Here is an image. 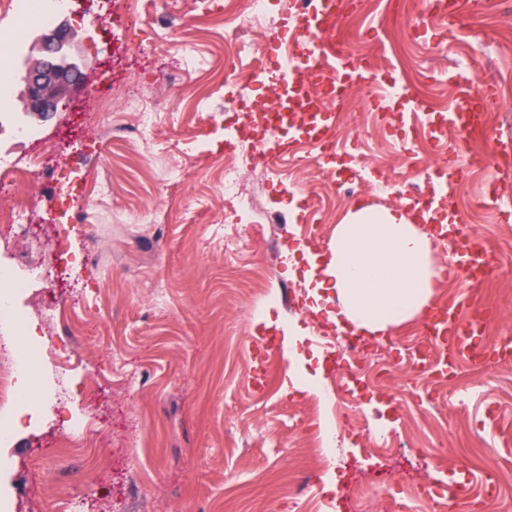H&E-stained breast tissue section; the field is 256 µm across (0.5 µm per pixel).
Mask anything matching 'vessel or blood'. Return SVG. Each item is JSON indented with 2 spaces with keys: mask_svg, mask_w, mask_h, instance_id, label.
Instances as JSON below:
<instances>
[{
  "mask_svg": "<svg viewBox=\"0 0 512 512\" xmlns=\"http://www.w3.org/2000/svg\"><path fill=\"white\" fill-rule=\"evenodd\" d=\"M465 0H427L425 10L434 16L453 17L464 22L468 14ZM344 17L343 0H308L305 10H288L278 47L287 51L289 62L279 70L280 82L274 90L271 111L287 112V134L262 133L261 154L276 159L290 155L294 142L301 137L316 143L321 152L332 149L335 116L325 107V99L335 97L337 88L354 80H369L368 64H353L346 57L327 52L322 39L324 21L329 16ZM475 77L468 72L459 74L456 102L448 111L433 113L424 99L414 92L395 85L381 86L380 100L399 98L401 126L423 125L433 140H441L447 129L458 132L465 144L455 151L449 163L431 172L432 187L424 200L425 210L431 211L452 195L456 175L467 166L468 146L484 142L488 123L485 112L475 101L472 91ZM430 228L448 251L451 273L461 275L467 288L454 297L440 300L434 314L425 322L424 332L430 336V354L415 362L416 369L432 377L453 374L461 363L483 362L488 354L497 358L512 357V343L489 346L482 334L485 323L496 316L493 308L484 306L477 292L484 281L486 269L498 265L495 251L476 236L461 219L456 209L446 216L433 215Z\"/></svg>",
  "mask_w": 512,
  "mask_h": 512,
  "instance_id": "1",
  "label": "vessel or blood"
}]
</instances>
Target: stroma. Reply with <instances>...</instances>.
Instances as JSON below:
<instances>
[{
    "instance_id": "stroma-1",
    "label": "stroma",
    "mask_w": 512,
    "mask_h": 512,
    "mask_svg": "<svg viewBox=\"0 0 512 512\" xmlns=\"http://www.w3.org/2000/svg\"><path fill=\"white\" fill-rule=\"evenodd\" d=\"M144 4L133 16L123 0H112V13L99 29L79 18L97 11L96 0H79L77 14L59 16L75 35L70 52L84 68L65 106L32 124L41 136L58 139L64 152L56 182H44L38 193L47 195L56 183L65 193L52 210L41 212L27 240L0 233V262L21 250L36 260L39 242L51 239L54 225L67 226L51 263L53 287L31 288L19 304L27 329L47 350L37 386L61 384L60 348H76L85 358L63 383L67 405L16 414L11 437L0 444V456L13 462L0 486L14 512H127L138 500L156 512H389L396 500L405 502V512H433L425 488L459 478L471 497L498 492V512H512V488L491 482L499 469H512V364L486 371L467 364L461 384L429 385L405 358L407 346L423 337L419 317L353 359L356 367L380 362L385 375L358 391L356 424L334 430L330 444L337 455L315 462L308 450L324 433L326 419L336 415L345 362L338 347L313 343L314 335L332 341L336 332L311 314L305 298L312 253L328 250L347 211L362 201L404 205L422 187L426 170L444 157L438 149L405 157L398 145L404 133L391 122L398 104L377 103L380 84L428 85L431 105L443 108L454 99L450 74L475 70L500 93V108L488 114L491 144L512 154V0H483L466 25L432 20L421 34L406 32L404 22L424 0H355L344 32L352 56L375 61L376 79L366 87L365 101L335 106V156L302 143L282 163V181L261 184L245 171L269 214L264 223L242 227L255 245L231 263L214 240L228 217L216 186L225 156L236 149L224 127L251 134L250 105L266 103L279 79L270 52L274 41L261 29L249 38L254 51L243 54L242 65L262 62L266 69L248 95L218 74L178 80V59L161 46V23L169 24L171 38L191 34L204 55L223 61L215 20L224 0H196L190 11L183 0ZM399 46L404 54H396ZM144 87L163 106L159 150L187 158L205 154L181 190L155 183L132 141L87 139L78 132L84 121L78 108L88 98ZM201 91L211 94L217 121L195 111ZM232 97L241 100L238 110H225ZM102 159L114 183L104 209L132 216L157 209L159 228L100 217L82 222ZM380 177L398 183V190H374ZM491 178L488 170L470 172L458 210L495 249L503 271L500 281L479 293L497 310L488 333L512 337V234L490 208L468 206ZM90 235L103 257L93 269L82 264ZM63 304L81 323L80 336H67L61 324L45 325L43 312ZM292 327L302 337L300 358L272 348L263 367H256L253 341L268 335L287 340ZM114 349L124 358L120 378L111 371ZM79 419L107 467L92 472L77 452L66 473L52 476L59 440ZM433 441L446 443L445 461L431 464L415 455V448ZM332 470L342 480L327 493Z\"/></svg>"
}]
</instances>
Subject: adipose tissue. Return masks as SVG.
<instances>
[{
    "instance_id": "ef3b65f1",
    "label": "adipose tissue",
    "mask_w": 512,
    "mask_h": 512,
    "mask_svg": "<svg viewBox=\"0 0 512 512\" xmlns=\"http://www.w3.org/2000/svg\"><path fill=\"white\" fill-rule=\"evenodd\" d=\"M440 272L414 216L363 202L337 225L308 295L339 331L385 336L429 308Z\"/></svg>"
}]
</instances>
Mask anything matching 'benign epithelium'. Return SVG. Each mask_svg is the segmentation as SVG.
<instances>
[{
	"label": "benign epithelium",
	"instance_id": "7a95c632",
	"mask_svg": "<svg viewBox=\"0 0 512 512\" xmlns=\"http://www.w3.org/2000/svg\"><path fill=\"white\" fill-rule=\"evenodd\" d=\"M74 34L65 25L44 29L34 39L37 55L26 57L21 69L27 111L38 117L55 112L75 86L81 65L68 48Z\"/></svg>",
	"mask_w": 512,
	"mask_h": 512
}]
</instances>
